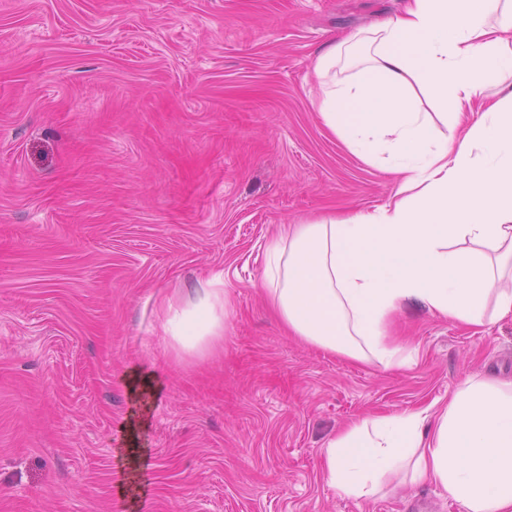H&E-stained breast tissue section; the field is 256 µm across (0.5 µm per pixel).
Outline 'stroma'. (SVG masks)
Instances as JSON below:
<instances>
[{"label":"stroma","instance_id":"obj_1","mask_svg":"<svg viewBox=\"0 0 512 512\" xmlns=\"http://www.w3.org/2000/svg\"><path fill=\"white\" fill-rule=\"evenodd\" d=\"M402 5L0 0V512H458L429 483L345 496L323 450L512 375V320L407 301L419 357L385 369L288 338L261 283L282 225L389 196L324 127L311 58ZM216 278L223 335L184 351L157 302Z\"/></svg>","mask_w":512,"mask_h":512}]
</instances>
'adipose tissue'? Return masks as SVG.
<instances>
[{
    "label": "adipose tissue",
    "instance_id": "1",
    "mask_svg": "<svg viewBox=\"0 0 512 512\" xmlns=\"http://www.w3.org/2000/svg\"><path fill=\"white\" fill-rule=\"evenodd\" d=\"M313 70L324 126L394 188L270 246L263 284L289 334L391 369L417 354L389 334L405 301L466 327L512 319V0H405L318 51ZM159 312L196 351L224 330V292L205 285ZM324 461L329 485L358 500L396 478L435 485L460 512H512V379L468 377L441 408L356 417Z\"/></svg>",
    "mask_w": 512,
    "mask_h": 512
}]
</instances>
